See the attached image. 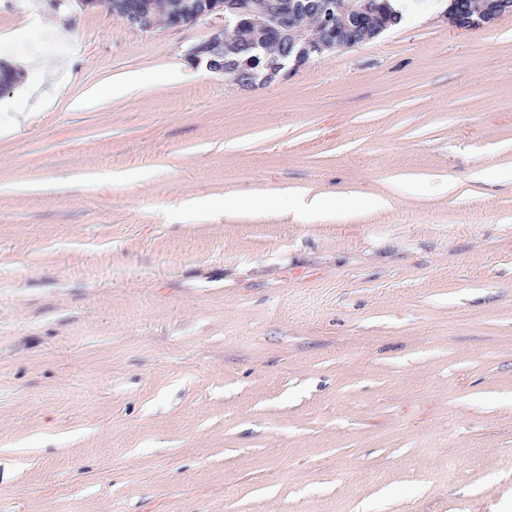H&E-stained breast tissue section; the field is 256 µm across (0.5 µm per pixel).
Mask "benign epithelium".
Listing matches in <instances>:
<instances>
[{
  "label": "benign epithelium",
  "instance_id": "7a95c632",
  "mask_svg": "<svg viewBox=\"0 0 512 512\" xmlns=\"http://www.w3.org/2000/svg\"><path fill=\"white\" fill-rule=\"evenodd\" d=\"M104 7L132 28L149 32L156 27L154 0H108ZM166 10L170 27L212 20L209 39L189 57L210 72H232L239 86L253 88L290 75L325 52L349 47L350 35L373 28L378 8L364 2L340 15L327 0H266L256 12L245 10L243 0H167ZM509 13L512 0H486L476 16L470 0H450L448 22L457 30L487 28ZM308 16L318 20L312 32L288 38Z\"/></svg>",
  "mask_w": 512,
  "mask_h": 512
}]
</instances>
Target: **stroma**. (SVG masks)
I'll return each instance as SVG.
<instances>
[{"label": "stroma", "mask_w": 512, "mask_h": 512, "mask_svg": "<svg viewBox=\"0 0 512 512\" xmlns=\"http://www.w3.org/2000/svg\"><path fill=\"white\" fill-rule=\"evenodd\" d=\"M78 2L0 0V512H512V14L244 90ZM148 82V78L143 74L131 72L125 75L119 81L112 83V90L102 93L103 96L111 93L112 99H119L142 89ZM306 214L308 217L321 218V217H335L338 211H351L358 207V199L354 196L345 199L340 207L335 204H328L322 196L315 195L305 201Z\"/></svg>", "instance_id": "stroma-1"}]
</instances>
